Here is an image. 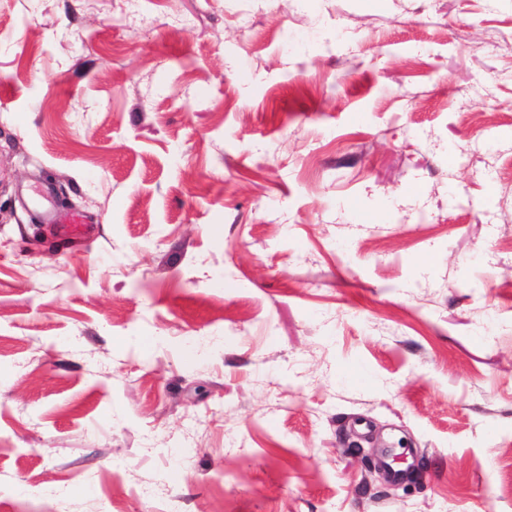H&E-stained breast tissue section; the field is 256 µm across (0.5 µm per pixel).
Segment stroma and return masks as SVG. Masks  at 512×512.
I'll return each mask as SVG.
<instances>
[{
  "instance_id": "obj_1",
  "label": "stroma",
  "mask_w": 512,
  "mask_h": 512,
  "mask_svg": "<svg viewBox=\"0 0 512 512\" xmlns=\"http://www.w3.org/2000/svg\"><path fill=\"white\" fill-rule=\"evenodd\" d=\"M0 512H512V0H0ZM54 223L58 224L59 234L66 239L82 237L90 231L89 225L83 216L77 212L62 216Z\"/></svg>"
}]
</instances>
